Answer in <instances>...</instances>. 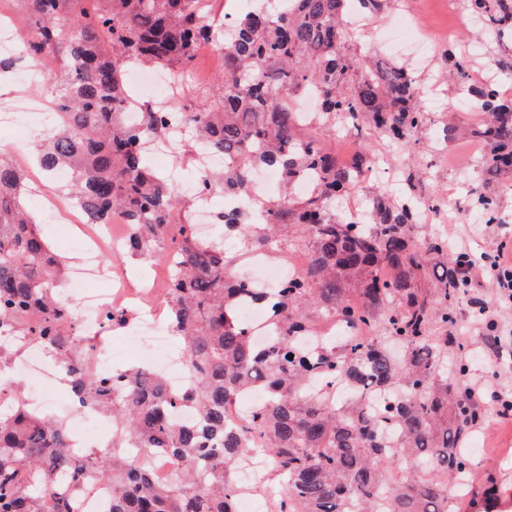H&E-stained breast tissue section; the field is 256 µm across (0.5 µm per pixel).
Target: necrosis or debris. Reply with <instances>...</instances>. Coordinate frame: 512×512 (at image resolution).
Instances as JSON below:
<instances>
[{"mask_svg":"<svg viewBox=\"0 0 512 512\" xmlns=\"http://www.w3.org/2000/svg\"><path fill=\"white\" fill-rule=\"evenodd\" d=\"M52 67V56L45 55L20 68L18 93L0 102V126L24 123L37 138L48 130L53 122L50 102L30 97L27 89L38 83ZM161 84V90L150 92L143 84L132 83V97L158 105L169 125L166 140L144 139V151L172 158L182 144L185 130L184 119L175 118L172 112L181 102L184 83L169 74L162 77ZM194 160L197 176L194 183L183 182L177 170L173 171L172 179L178 190H193L196 207L192 223L197 237L204 240L211 236L217 215L210 206L211 193L203 178L223 168L224 158L200 148L195 150ZM31 184L33 194L40 200L44 218L66 225L69 236L79 245L78 256L67 269V286L59 290L58 295L70 307L78 335L92 347L101 378L118 388L123 385V367L115 358L110 343L111 336L118 334L138 342L143 351L141 365L164 377L170 388L191 391L194 378L183 357L171 355L167 350L172 336L168 298L171 253L165 249L152 251L140 277L131 278L122 260L131 236V226L124 213H116L107 224H89L79 206L65 203L40 177H33ZM305 266L306 258L300 253L289 256L284 264L255 253L237 276L246 287L282 291ZM115 313L125 314L123 324H112L111 316ZM238 316L257 346L266 347L275 336L277 316L266 307L254 304L252 299L240 302ZM44 382L59 392L74 411L75 417L66 428V446L75 458L85 459L94 445L90 427L107 429L108 416L81 404L72 392L70 374L55 354L36 341L20 343L10 328L0 326V402L18 400L31 412L43 413L47 405L39 386ZM266 462V456L253 448L243 455L238 466L237 479L243 488L239 506L244 512H263V502L252 494L251 489L258 485L260 471ZM111 502L112 474L100 470L81 483L70 499L69 507L71 512H108Z\"/></svg>","mask_w":512,"mask_h":512,"instance_id":"1","label":"necrosis or debris"}]
</instances>
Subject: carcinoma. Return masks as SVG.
<instances>
[{
  "label": "carcinoma",
  "instance_id": "cac0c4a2",
  "mask_svg": "<svg viewBox=\"0 0 512 512\" xmlns=\"http://www.w3.org/2000/svg\"><path fill=\"white\" fill-rule=\"evenodd\" d=\"M27 22L24 52L36 59L60 56L63 74L48 97L62 113L42 140L34 162L0 160V324L22 340L59 354L72 387L85 402L112 415L108 457L78 460L66 448L63 423L21 405L0 408V512H70L76 483L98 469L112 471L110 512H237L235 466L247 448L270 458L281 491L271 512H461L472 471L463 442L482 417L463 386L467 367L446 374L454 336L435 335L457 323L455 302L466 288V257L448 255V240L415 239L422 199L370 198L368 224H352L329 205L348 194L369 164L339 165L313 133H336L342 118L369 122L381 138L407 145L428 121L417 101V78L403 67L371 66L342 52L348 0H263L236 19L224 44V22L203 14L202 0H15ZM484 22L512 19V0H470ZM203 43L224 52V75L212 97L180 104L188 139L224 156L221 186L247 196L253 170L264 166L289 185L308 172L312 194L268 202L270 219L248 225L250 253L288 258L305 253L307 267L286 292H258L284 328L264 350L241 326L237 305L243 285L231 270L236 258L198 240L185 202L167 178L143 163L141 141L164 135V120L149 105L136 122L124 118L127 66L151 64L180 76ZM313 88L321 111L301 123L285 101L288 90ZM476 94L487 115L472 129L489 144L490 174L512 168V99L490 88ZM71 170L70 200L86 222L107 224L116 210L133 228L127 255L170 250L171 326L196 385L187 396L170 391L144 367L126 370L121 392L100 380L89 345L62 329L69 310L58 295L63 264L22 205L30 172L46 177ZM435 254L446 271L428 293ZM338 320L373 333L348 336L333 348L302 344L314 319ZM325 386L341 374L387 394L386 430L376 412L338 404L308 391L312 376ZM259 383L268 400L244 426H224L226 401ZM196 407L192 422L173 411ZM119 448H138L129 458ZM411 472L394 485L388 472L399 458ZM170 459V482L151 481L150 468ZM434 474L424 481L419 470Z\"/></svg>",
  "mask_w": 512,
  "mask_h": 512
}]
</instances>
